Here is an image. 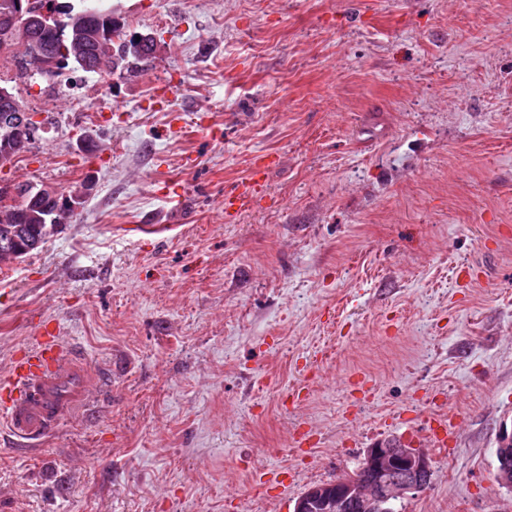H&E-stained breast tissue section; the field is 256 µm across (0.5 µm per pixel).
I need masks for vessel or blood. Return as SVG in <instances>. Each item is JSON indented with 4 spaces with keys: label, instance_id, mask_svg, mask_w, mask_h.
Segmentation results:
<instances>
[{
    "label": "vessel or blood",
    "instance_id": "b4317fda",
    "mask_svg": "<svg viewBox=\"0 0 512 512\" xmlns=\"http://www.w3.org/2000/svg\"><path fill=\"white\" fill-rule=\"evenodd\" d=\"M268 165L261 160L249 180L225 195V216L254 204ZM89 375L87 364L63 347L58 328L44 325L0 376V420L26 446H38L69 411L85 404Z\"/></svg>",
    "mask_w": 512,
    "mask_h": 512
}]
</instances>
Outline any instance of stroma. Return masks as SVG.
I'll return each mask as SVG.
<instances>
[{
    "mask_svg": "<svg viewBox=\"0 0 512 512\" xmlns=\"http://www.w3.org/2000/svg\"><path fill=\"white\" fill-rule=\"evenodd\" d=\"M104 5L153 58L0 64L58 122L0 182L94 183L0 267V373L48 322L91 369L41 446L0 426V512H292L389 438L432 458L401 512H512V0ZM265 159L266 157L260 158V163L249 180L239 184L232 193L224 195V218L227 219L254 204L264 183L262 176L271 163V160Z\"/></svg>",
    "mask_w": 512,
    "mask_h": 512,
    "instance_id": "obj_1",
    "label": "stroma"
}]
</instances>
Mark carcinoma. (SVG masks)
I'll use <instances>...</instances> for the list:
<instances>
[{
	"label": "carcinoma",
	"instance_id": "carcinoma-1",
	"mask_svg": "<svg viewBox=\"0 0 512 512\" xmlns=\"http://www.w3.org/2000/svg\"><path fill=\"white\" fill-rule=\"evenodd\" d=\"M44 2L55 14L50 25H29L24 37L0 43V58L18 57L23 62L22 76L30 67L46 80L55 79L68 67L110 76L132 70L134 64L151 59L156 52V43L149 36L128 41L120 38L121 24L113 11L92 3L77 8L68 0H0V19H13L20 28ZM47 53L57 59V66L50 71L40 66V58ZM22 112L13 88L0 85V115ZM46 124H53V119L48 117L23 133L0 125V167L19 159L39 140V131ZM83 191L81 186L65 195L30 183L17 184L11 191L0 185V266L25 257L57 227L71 223L77 211L69 201Z\"/></svg>",
	"mask_w": 512,
	"mask_h": 512
}]
</instances>
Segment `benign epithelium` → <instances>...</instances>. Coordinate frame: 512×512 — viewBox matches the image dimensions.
<instances>
[{
	"label": "benign epithelium",
	"mask_w": 512,
	"mask_h": 512,
	"mask_svg": "<svg viewBox=\"0 0 512 512\" xmlns=\"http://www.w3.org/2000/svg\"><path fill=\"white\" fill-rule=\"evenodd\" d=\"M432 473L431 458L418 448L393 440L373 444L359 468L336 478L328 498L311 487L299 496L293 512H385V506L425 489Z\"/></svg>",
	"instance_id": "7a95c632"
}]
</instances>
